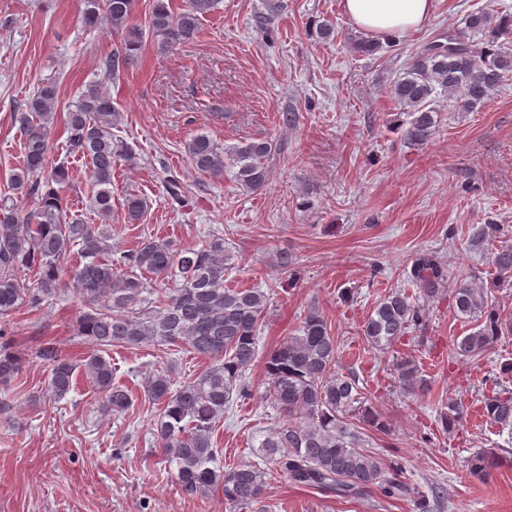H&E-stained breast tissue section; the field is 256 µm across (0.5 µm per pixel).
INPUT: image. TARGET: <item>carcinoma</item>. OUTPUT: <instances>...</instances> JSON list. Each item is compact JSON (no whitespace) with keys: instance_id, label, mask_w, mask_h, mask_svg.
Here are the masks:
<instances>
[{"instance_id":"1","label":"carcinoma","mask_w":512,"mask_h":512,"mask_svg":"<svg viewBox=\"0 0 512 512\" xmlns=\"http://www.w3.org/2000/svg\"><path fill=\"white\" fill-rule=\"evenodd\" d=\"M219 2L186 0L176 9L169 0H152L147 25L142 27L133 22L137 0H85L84 23L94 27L103 22L120 37V45L99 63L106 81L85 85L66 112L62 129L66 153L82 159L88 169L90 200L100 223L87 224L66 214L69 166L64 160L49 162L58 85L48 78L14 112L23 146L12 182L15 190L33 200V208L23 213L12 198L0 197V318L22 306L54 304L66 289H74L84 305L76 335L90 340L95 349L75 363L49 341L36 345L32 356L50 367L42 397H64L79 368L101 396L104 416L123 414L133 404L129 390L114 382L108 357L112 347L170 344L209 360L202 373L178 387L168 368L145 378V394L160 406L154 423L156 443L176 464L175 479L188 496L219 487L227 503L252 508L261 504L276 472L295 486L350 500L375 492L391 500L407 497L412 488L402 480V467L386 465L356 444L351 420L376 428L384 427V421L356 376L336 372V337L317 307L310 308L297 333L265 359L266 396L279 424L261 441L260 454L274 469L224 466L212 435L224 410L249 395L245 373L258 358V333L269 294L261 288L224 286L230 253L222 231L212 233L199 247L175 249L160 239L144 241L118 256L112 250V172L121 161L133 164L135 153L112 137L120 112L108 82L136 63L145 38L162 52L196 38L201 17L217 9ZM511 33L512 16L496 20L477 11L466 17L464 28L441 33L415 50L409 67L390 90L409 116L403 130L409 145L421 147L434 137L439 99L452 100L459 112H473L490 101L512 76V52L498 45L500 37ZM478 34L482 38H476ZM276 149L271 139L224 147L206 134H196L185 144L195 171L219 178L229 168L234 182L252 193L267 185L269 160ZM165 189L172 204L182 207L187 202V190L179 180H167ZM122 209L125 222L137 224L147 203L131 193ZM72 255L74 265L69 264ZM493 265L498 288L512 276V247L496 250ZM31 271L36 278L29 287L22 275ZM451 276L456 280L450 294L453 309L474 324L454 343L453 354L480 356L501 336L512 335V319L500 318L492 308L491 289L475 286L461 270L450 274L433 252L416 255L408 272L425 301L437 298ZM169 279L176 287L164 293L154 288ZM425 320L421 306L394 291L377 301L362 333L372 349L385 355L411 327ZM25 362L26 353L0 343V385H9ZM392 374L404 395L428 389V380L411 356H394ZM462 413V405L448 399V411L440 414L443 429L459 426ZM483 414L508 430L512 440V391L494 390L484 397ZM500 464L497 455L476 452L468 460V473L484 480Z\"/></svg>"}]
</instances>
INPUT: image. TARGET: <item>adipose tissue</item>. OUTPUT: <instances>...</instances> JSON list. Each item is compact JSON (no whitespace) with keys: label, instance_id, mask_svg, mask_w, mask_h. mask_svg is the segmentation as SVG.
Wrapping results in <instances>:
<instances>
[{"label":"adipose tissue","instance_id":"1","mask_svg":"<svg viewBox=\"0 0 512 512\" xmlns=\"http://www.w3.org/2000/svg\"><path fill=\"white\" fill-rule=\"evenodd\" d=\"M347 16L382 41L419 29L434 11L435 0H343Z\"/></svg>","mask_w":512,"mask_h":512}]
</instances>
